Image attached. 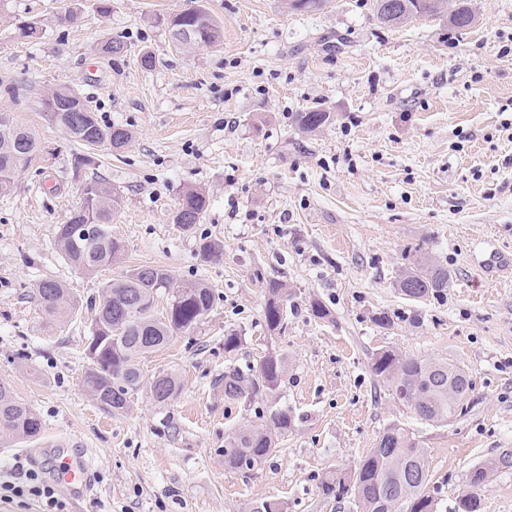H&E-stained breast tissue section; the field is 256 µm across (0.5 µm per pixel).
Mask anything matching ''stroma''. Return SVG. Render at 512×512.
Returning <instances> with one entry per match:
<instances>
[{
    "mask_svg": "<svg viewBox=\"0 0 512 512\" xmlns=\"http://www.w3.org/2000/svg\"><path fill=\"white\" fill-rule=\"evenodd\" d=\"M205 2L224 37L175 46L163 17ZM0 0V113L49 149L0 196V383L44 421L40 460L25 442L0 444V474L53 466L81 448L92 489L65 512H247L278 498L288 512H356L322 495L331 469L353 470L382 431L400 424L428 450L435 512H455L469 471L512 451V0H468L464 31L447 18L381 24L373 0H325L320 11L285 0ZM36 20L35 39L18 35ZM124 53L99 54L107 39ZM155 63L140 65L143 53ZM78 91L104 126L132 139L86 147L49 127L42 95ZM331 121L304 132L297 113ZM91 156L79 167L75 159ZM121 196L112 233L121 264L88 275L55 246L59 224L92 178ZM190 188L210 205L188 231L172 221ZM224 252L202 261L200 238ZM451 278L441 296L414 301L396 280L412 255ZM201 280L213 310L140 359L144 377L174 372L177 397L147 391L108 413L85 392L86 348L103 285L137 265ZM63 281L80 302L72 317L44 313L41 280ZM288 286L279 331L263 318L266 283ZM329 312L314 317L310 304ZM388 324H379V316ZM240 336L225 352L224 338ZM447 361L471 389L447 423L428 424L371 370L375 353ZM288 359L279 388L252 404L224 400L226 367ZM292 425L254 470L224 463L229 430L269 407Z\"/></svg>",
    "mask_w": 512,
    "mask_h": 512,
    "instance_id": "obj_1",
    "label": "stroma"
}]
</instances>
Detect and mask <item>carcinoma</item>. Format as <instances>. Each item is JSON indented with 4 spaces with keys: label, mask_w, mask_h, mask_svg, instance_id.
Returning a JSON list of instances; mask_svg holds the SVG:
<instances>
[{
    "label": "carcinoma",
    "mask_w": 512,
    "mask_h": 512,
    "mask_svg": "<svg viewBox=\"0 0 512 512\" xmlns=\"http://www.w3.org/2000/svg\"><path fill=\"white\" fill-rule=\"evenodd\" d=\"M377 19L384 24H400L416 16H435L443 9L435 0H374ZM170 27L190 26L196 44L210 46L223 39V31L205 8L195 9L182 17L161 19ZM474 22L472 10L459 0L448 14V25L464 30ZM68 88L47 93L40 102L48 126L66 125L86 132L78 143L90 146L91 136L112 138V147L125 146L131 135L120 126H103L86 104L81 109L67 98ZM330 115L321 110L300 112L296 121L302 129L312 132L327 123ZM42 152L38 139L27 129L15 124L10 116L0 113V195L11 192L19 169ZM121 206V198L104 179L84 185L83 201L68 220L59 225L56 247L64 260L75 270L93 274L121 261L125 245L112 235V214ZM209 207V196L201 189L186 190L173 216V223L188 230L197 224ZM72 224H95L97 240L85 243L69 233ZM173 280L161 266L141 265L127 270L104 286L97 305L92 335L88 346L97 347L96 355L88 357L83 387L101 408L120 412L127 408L131 396L141 387L149 389L152 399L166 405L180 389L177 378L160 372L144 380L139 359L163 348L179 332L195 328L210 312L216 294L206 282L198 280L183 285L184 293L177 303H168L166 313L155 315V298ZM448 268L427 257L409 264L399 277L397 287L406 297L428 299L441 295L448 288ZM42 310L50 316H67L75 312L77 300L59 280L45 279L37 286ZM288 302L286 284L271 280L266 287L264 318L269 330H276L285 318ZM287 370L285 356L268 353L256 371L244 373L236 368L224 371V399L245 403L263 393H273ZM372 370L386 381L396 398L413 409L426 422H447L468 395L470 380L460 368L442 361L403 357L393 350L375 354ZM43 419L31 405L18 400L12 389L0 384V437L8 440H34L43 430ZM291 417L286 409L270 411L265 424L239 428L224 436V462L233 469L243 459L261 466L274 449V437L287 431ZM427 449L412 432L393 424L379 435L374 448L349 473L334 471L325 475L321 489L327 496L350 499L360 512H434L433 500L426 491L429 474ZM250 512H286L285 503L267 498L250 507ZM455 512H481V499L476 494L458 498Z\"/></svg>",
    "instance_id": "carcinoma-1"
}]
</instances>
